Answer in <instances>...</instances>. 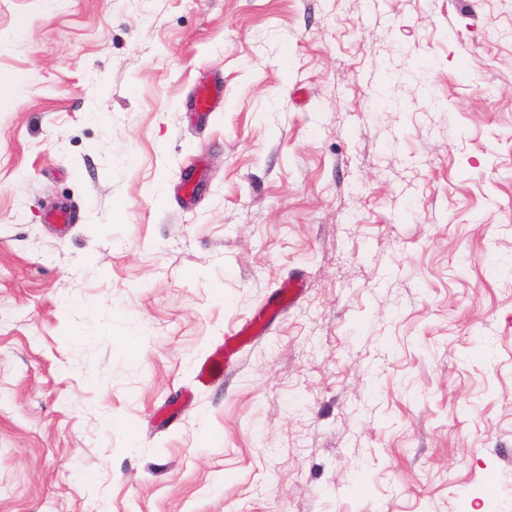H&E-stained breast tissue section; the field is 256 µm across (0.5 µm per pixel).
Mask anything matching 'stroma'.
<instances>
[{"label": "stroma", "mask_w": 512, "mask_h": 512, "mask_svg": "<svg viewBox=\"0 0 512 512\" xmlns=\"http://www.w3.org/2000/svg\"><path fill=\"white\" fill-rule=\"evenodd\" d=\"M0 512H512V0H0ZM224 95V83H216L213 88L201 87L194 93L189 102V110L195 114L201 122L208 120L210 112L216 104V100ZM253 333V321L243 323L232 335L226 336L224 346L217 348L212 352L204 362L199 366L197 371V379L200 383L207 386L215 379L224 375V350L228 345V341L237 339L241 336H249Z\"/></svg>", "instance_id": "stroma-1"}]
</instances>
